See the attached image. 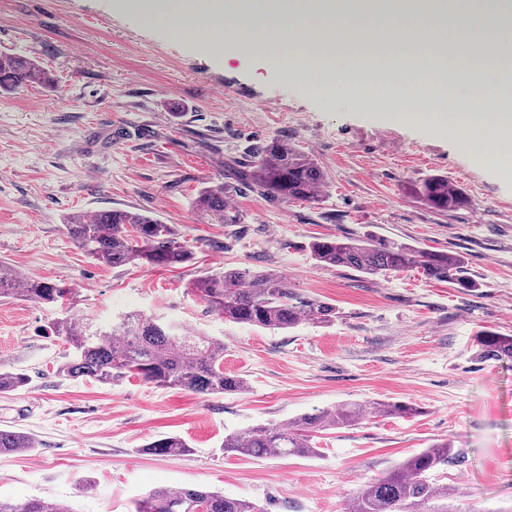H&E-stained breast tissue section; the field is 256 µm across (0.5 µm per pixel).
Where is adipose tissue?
I'll use <instances>...</instances> for the list:
<instances>
[{"instance_id":"1","label":"adipose tissue","mask_w":512,"mask_h":512,"mask_svg":"<svg viewBox=\"0 0 512 512\" xmlns=\"http://www.w3.org/2000/svg\"><path fill=\"white\" fill-rule=\"evenodd\" d=\"M171 36L232 44L322 97L454 134L512 175V0H114Z\"/></svg>"}]
</instances>
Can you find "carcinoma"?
<instances>
[{"label": "carcinoma", "mask_w": 512, "mask_h": 512, "mask_svg": "<svg viewBox=\"0 0 512 512\" xmlns=\"http://www.w3.org/2000/svg\"><path fill=\"white\" fill-rule=\"evenodd\" d=\"M50 74L32 57L0 54V92L32 84H48ZM266 197L291 203H316L326 184L321 167L288 141L274 137L251 151L242 174ZM431 209L448 213L467 207L470 199L448 178L430 175L412 185ZM222 187L207 188L197 206L218 215L226 224L239 223L238 215L224 200ZM70 239L98 261L113 268L136 261L176 267L190 263L193 252L181 244L174 228L136 211L103 209L73 216L66 224ZM319 264L347 267L363 274L420 270L429 279L474 288L464 278L460 258L446 252L418 248L405 243L377 244L350 237L318 238L309 244ZM193 291L207 307L224 319L267 329H290L312 321L330 323L336 306L296 291L279 273L227 268L195 279ZM72 290L0 267V299L20 298L57 309L50 329L73 348L72 358L61 372L72 378H88L103 384L133 375L161 388L180 387L205 395L224 394L244 388V380L224 373V342L175 323L140 313L119 317L107 329L89 322H76L69 314ZM485 360L512 359V336L492 331L477 335ZM29 384L23 372L0 369V393ZM408 417L421 408L406 402H375L370 409L358 404L296 417L286 425L258 426L248 434L224 436V453L243 457H312L320 453L315 434L330 428L353 426L367 413ZM32 437L0 429V455L34 448ZM147 450L165 456L188 452L187 443L168 436L150 443ZM457 460L450 444L440 442L414 454L369 483L354 499L349 512H448V485L438 473ZM0 512H71L56 502L32 499L18 503L0 499ZM135 512H264L253 502L229 498L203 487L151 490L135 503Z\"/></svg>", "instance_id": "carcinoma-1"}]
</instances>
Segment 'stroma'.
Masks as SVG:
<instances>
[{
	"label": "stroma",
	"instance_id": "1",
	"mask_svg": "<svg viewBox=\"0 0 512 512\" xmlns=\"http://www.w3.org/2000/svg\"><path fill=\"white\" fill-rule=\"evenodd\" d=\"M33 56L53 81L0 95V263L71 288L76 321L129 312L224 343L243 391L202 395L137 376H65L72 356L51 309L0 301V365L29 385L0 393V429L35 448L0 456V497L72 512H132L155 488L202 486L266 512H346L351 498L431 444L459 454L449 512H512V361L484 360L476 333L512 335V177L427 129L321 98L284 71L144 27L112 0H0V53ZM279 136L318 163V203L240 186L248 150ZM438 174L471 199L439 213L408 190ZM225 187L240 223L197 210ZM139 209L172 225L194 259L113 268L68 236L65 219ZM392 240L458 255L472 288L420 271L366 275L318 264L309 242ZM228 267L272 270L332 303L328 324L267 330L210 312L193 281ZM406 401L411 418L369 415L318 433L315 457L225 454L230 433L347 404ZM177 436L190 451L148 454Z\"/></svg>",
	"mask_w": 512,
	"mask_h": 512
}]
</instances>
